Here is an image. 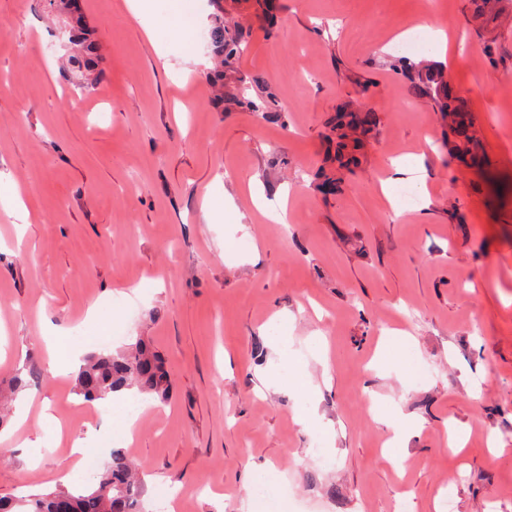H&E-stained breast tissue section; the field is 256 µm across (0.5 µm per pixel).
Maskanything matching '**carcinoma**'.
Masks as SVG:
<instances>
[{
    "instance_id": "1",
    "label": "carcinoma",
    "mask_w": 512,
    "mask_h": 512,
    "mask_svg": "<svg viewBox=\"0 0 512 512\" xmlns=\"http://www.w3.org/2000/svg\"><path fill=\"white\" fill-rule=\"evenodd\" d=\"M48 2L54 11L63 15V24L75 46L72 63L93 76L98 69L100 48L86 28L84 15L70 14V0ZM209 36L220 56L213 82L222 85L224 70L234 68L246 43L242 34L226 31L224 18L220 15L215 17ZM421 79L437 111L450 110L448 80L444 73L427 69ZM372 123L370 114L350 119L344 114L337 116L336 161L339 164L355 160L347 149L358 147L359 136L366 134ZM39 378V369L27 360L10 375H0V393L12 396L31 387ZM74 384L76 394L87 402L120 389H135L164 403L172 390L165 359L142 338L115 353L106 350L87 355L75 373ZM141 474V468L124 449L114 448L108 461L93 473L89 483L76 489L60 488L37 495L0 497V512H143L142 499L146 489Z\"/></svg>"
}]
</instances>
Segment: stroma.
<instances>
[{
	"instance_id": "stroma-1",
	"label": "stroma",
	"mask_w": 512,
	"mask_h": 512,
	"mask_svg": "<svg viewBox=\"0 0 512 512\" xmlns=\"http://www.w3.org/2000/svg\"><path fill=\"white\" fill-rule=\"evenodd\" d=\"M277 4L273 23L254 0L194 8L198 29L219 8L243 32L223 93L275 96L264 117L215 105L217 57L172 39L167 0L151 41L124 0H82L103 50L89 94L44 0H0V185L26 181L29 210L20 222L0 194V374L25 359L42 373L0 432V496L46 489L86 427L99 463L122 436L127 399L82 403L51 373L53 327L67 363L112 333L166 358L171 396L143 401L128 447L145 512H242L254 465L288 512H512V0ZM415 29L421 46L400 49ZM409 60L447 70L456 111L433 109ZM340 112L376 117L344 167ZM387 177L418 205L388 202ZM253 188L287 196L286 223ZM207 201L239 215L201 223ZM417 360L436 376L413 387ZM45 404L64 442L38 452L23 442ZM379 415L414 427L388 444Z\"/></svg>"
}]
</instances>
